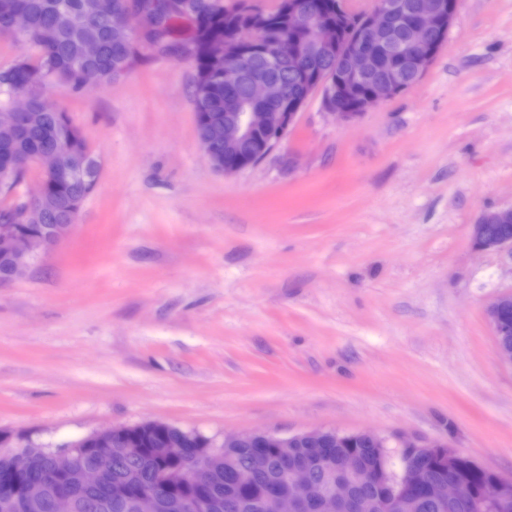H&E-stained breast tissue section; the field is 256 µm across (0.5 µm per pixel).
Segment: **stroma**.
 <instances>
[{"mask_svg": "<svg viewBox=\"0 0 512 512\" xmlns=\"http://www.w3.org/2000/svg\"><path fill=\"white\" fill-rule=\"evenodd\" d=\"M192 61L139 48L47 86L99 163L69 237L0 286V429L56 448L147 421L215 440L371 430L512 476V365L486 310L512 252V0H460L407 92L344 121L320 97L237 175L196 135ZM498 224L503 225L497 227ZM495 227L496 234L501 237L490 234ZM502 237L512 238V208L486 210L478 217L476 224H472V243L478 250H512V239Z\"/></svg>", "mask_w": 512, "mask_h": 512, "instance_id": "obj_1", "label": "stroma"}]
</instances>
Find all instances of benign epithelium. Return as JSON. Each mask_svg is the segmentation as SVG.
Returning <instances> with one entry per match:
<instances>
[{"instance_id":"7a95c632","label":"benign epithelium","mask_w":512,"mask_h":512,"mask_svg":"<svg viewBox=\"0 0 512 512\" xmlns=\"http://www.w3.org/2000/svg\"><path fill=\"white\" fill-rule=\"evenodd\" d=\"M343 22L339 25L325 24L313 20L304 6L297 0H288V33L296 36L299 30L306 31L311 43L294 45L290 53L288 71L301 90V97H285L280 80L265 77L249 83L248 96L253 102H275L277 112H265L254 108L249 112L224 113V125L211 134V139H198L207 157H212L210 140H222L226 147H237L251 143L258 150L253 159L238 165H211L225 175L237 173L257 164L270 155L293 130L298 114L315 95L322 97L327 113L342 119H353L371 108L404 93L423 76L442 51L458 12V7L446 0H417L413 6H406L404 0H376L372 10L356 13L347 3H341ZM402 24L403 41L410 50H403L394 44L389 33L393 23ZM152 27L151 17L140 7V0H122V9L114 14L112 30L115 39L131 49L144 41L146 32ZM9 34L17 39L32 41L41 38L34 33L29 16L23 8L9 13L0 26V35ZM98 43L94 38L86 40L83 58L74 62V69L83 77V88L101 83L99 74L86 65L97 55ZM248 59L239 55L236 49L223 46L216 49L212 78L226 84L235 83L246 73ZM41 80L32 77L23 90L11 95L9 105L0 110V135L16 134L21 131L20 121L33 106L46 112L57 108L47 104L40 94ZM358 99L355 108L344 106L350 98ZM50 151L33 158L24 159L14 166L1 170L0 177L21 173L14 182L13 190L7 195L11 207L21 206L23 224H35L39 218V205L44 202V189L49 181L77 180L84 177V161L67 162L71 153L72 135L57 130L52 135ZM40 170L37 190L16 196L31 165ZM15 220L0 218V259L6 262V270L0 275V286L21 277L28 270L31 260L50 250L72 231L71 224H52L36 235H19ZM499 224H512V208L484 211L472 225L473 246L482 251L512 249V239L490 234ZM512 305V294H503L491 304L488 317L494 336L503 335L498 314L501 309ZM125 426H112L93 432L98 447L94 449L101 459L123 461L139 453V449L125 441ZM342 443L349 434L332 429H311L288 436L269 432L253 431L224 436V447L235 448L248 442L261 448H278L283 455L285 481L288 490H276L264 496L262 512H302L301 507L310 484V467L304 463L288 462V449L298 443L327 445L331 439ZM398 446L409 454L431 453L442 472H453L464 459L444 442H425L403 436ZM81 452V443L73 442L61 447L56 454L55 477L43 483H28L16 486L10 480L0 481V512H33L45 498H50L52 512H77L76 494L83 488L98 485L105 479L104 471L98 465H90L71 457ZM161 457L178 460L173 469L157 473L154 487L133 493L135 512H159V491L188 480L195 481L206 468L208 458L195 461L196 470L185 467L183 443L169 442L164 448L156 449ZM266 466V456L256 451L247 466L235 472V480L241 487L252 484L255 475ZM345 478L336 480L320 499L319 512H376L385 508L388 512H404L407 503L418 494L441 505H460L470 512H512V478L493 474L489 492L480 496H463L460 484L448 480L431 481L424 468H408L400 480L387 481L384 474L372 473L373 482L384 483L385 495L378 501L357 499L351 491L349 478L364 477L368 470L361 467L358 458L350 455L338 463Z\"/></svg>"}]
</instances>
